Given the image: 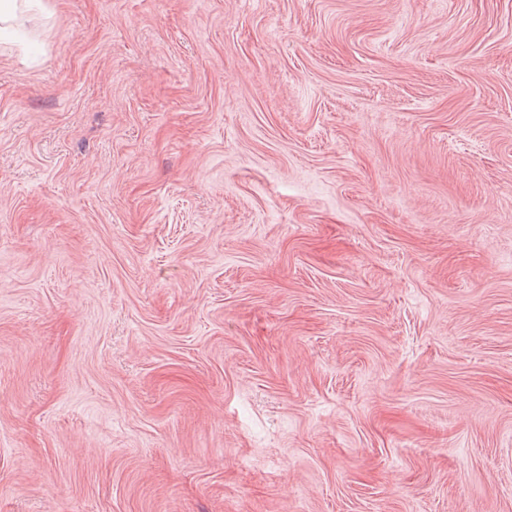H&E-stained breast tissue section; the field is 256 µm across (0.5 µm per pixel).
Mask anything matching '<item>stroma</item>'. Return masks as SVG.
Listing matches in <instances>:
<instances>
[{
	"instance_id": "obj_1",
	"label": "stroma",
	"mask_w": 512,
	"mask_h": 512,
	"mask_svg": "<svg viewBox=\"0 0 512 512\" xmlns=\"http://www.w3.org/2000/svg\"><path fill=\"white\" fill-rule=\"evenodd\" d=\"M41 2L0 512H512V0Z\"/></svg>"
}]
</instances>
